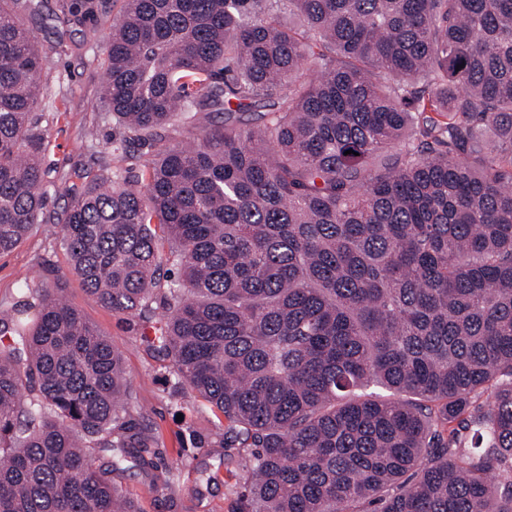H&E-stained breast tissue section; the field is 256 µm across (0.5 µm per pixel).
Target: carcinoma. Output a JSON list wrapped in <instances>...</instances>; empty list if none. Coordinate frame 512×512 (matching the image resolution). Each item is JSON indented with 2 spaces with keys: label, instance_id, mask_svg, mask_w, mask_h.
Wrapping results in <instances>:
<instances>
[{
  "label": "carcinoma",
  "instance_id": "obj_1",
  "mask_svg": "<svg viewBox=\"0 0 512 512\" xmlns=\"http://www.w3.org/2000/svg\"><path fill=\"white\" fill-rule=\"evenodd\" d=\"M280 2L122 0L100 102L113 150L158 148L51 216L41 0H0V254L54 221L104 308L166 312L248 476L233 512H512V0H288L298 28ZM127 396L110 339L26 284L0 512H138L115 478L156 439Z\"/></svg>",
  "mask_w": 512,
  "mask_h": 512
}]
</instances>
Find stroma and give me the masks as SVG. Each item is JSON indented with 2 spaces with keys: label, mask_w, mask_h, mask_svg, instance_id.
Returning a JSON list of instances; mask_svg holds the SVG:
<instances>
[{
  "label": "stroma",
  "mask_w": 512,
  "mask_h": 512,
  "mask_svg": "<svg viewBox=\"0 0 512 512\" xmlns=\"http://www.w3.org/2000/svg\"><path fill=\"white\" fill-rule=\"evenodd\" d=\"M114 16L112 0H98L94 26L72 27L63 22L58 0H43L40 15L29 21L50 56L43 77L44 99L60 109L46 126L50 147L42 157L47 209L53 213L66 207L69 189L96 174L99 162L121 175L139 176L149 157L146 146L126 152L106 148L115 123L99 110L106 69L101 36L111 30ZM91 124L98 128V156L82 138L84 127ZM59 235L58 225H42L12 252L0 255V309L14 302L23 275L60 285L84 318L119 351L131 382L134 414L157 436L154 486H147L139 475L124 480L140 512H232L247 476L236 464V449L224 445V427L217 415L192 401L188 386H177L170 361L151 344L152 329L103 308L84 291L69 268Z\"/></svg>",
  "instance_id": "obj_1"
}]
</instances>
